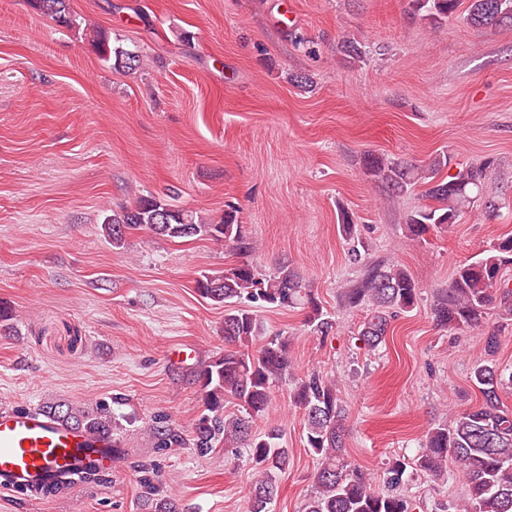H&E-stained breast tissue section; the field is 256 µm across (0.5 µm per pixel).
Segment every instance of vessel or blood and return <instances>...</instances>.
<instances>
[{"instance_id": "obj_1", "label": "vessel or blood", "mask_w": 512, "mask_h": 512, "mask_svg": "<svg viewBox=\"0 0 512 512\" xmlns=\"http://www.w3.org/2000/svg\"><path fill=\"white\" fill-rule=\"evenodd\" d=\"M112 469V440L38 408H0V492L36 493L88 465Z\"/></svg>"}]
</instances>
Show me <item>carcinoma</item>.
Wrapping results in <instances>:
<instances>
[{"instance_id": "1", "label": "carcinoma", "mask_w": 512, "mask_h": 512, "mask_svg": "<svg viewBox=\"0 0 512 512\" xmlns=\"http://www.w3.org/2000/svg\"><path fill=\"white\" fill-rule=\"evenodd\" d=\"M467 3L463 19L474 27H512V0H410L413 11L431 23H442ZM39 14L49 16L68 28H81L70 0H30ZM93 42L103 61L114 69L133 70L140 66L137 52L110 44L100 30H93ZM448 156L438 155L428 165L418 166L396 157L367 154L365 173L398 198L418 184H427L425 197L433 201L406 216V229L421 237L430 228L451 229L465 208L480 203L496 210L495 200L484 199L483 186L498 174L491 163L465 165L444 177ZM147 229L169 239L207 237L224 242L239 257L229 268L205 272L195 281L202 297L217 304L237 305L224 314V353L201 364L195 373L202 394L203 412L193 423L192 447L204 456L219 443L242 449L253 464L256 479L251 490L250 512H269L278 493L276 475L290 465L289 450L280 445L279 430L263 434L252 431L255 419L267 412L272 386L288 378L294 381L291 400L302 410L308 450L318 460L314 491L304 512H411L410 501L400 492L407 464L399 459L386 471L390 490L379 492L370 477L345 454L347 410L336 382L311 371L300 377L288 355V337L268 336L252 306L297 308L307 311L310 331L326 336L333 321L326 317L309 285L290 265L281 264L266 272L251 259L253 251L237 210L230 207L216 223L205 222L170 200L147 196L130 207L105 216L102 230L112 246L122 247L128 233ZM350 260L366 268L363 278L344 291L346 306H371L359 330V340L371 350L382 345L391 322L398 314L417 305L418 286L406 269L394 264L367 260L357 245ZM512 267V236L491 244L477 256L458 263L448 290L437 295L431 308L435 324L447 330L479 329L488 311L499 309L512 315V282L504 273ZM500 337L485 338L483 360L473 369L471 381L482 395V403L454 413L447 423L428 430L415 470L440 480L448 476V462L458 465L465 477V491L458 502L446 505V512H512V411L505 409L499 390L512 383L495 360ZM238 402L241 411L228 413L225 404ZM44 411L62 421L92 433L112 436L115 453L122 452L115 437L120 424L109 408L92 409L53 403ZM156 452L161 454L185 444L182 433L169 425L167 417H156L150 428ZM141 474L144 507L147 512H180L178 503L164 493L157 461L134 463Z\"/></svg>"}]
</instances>
